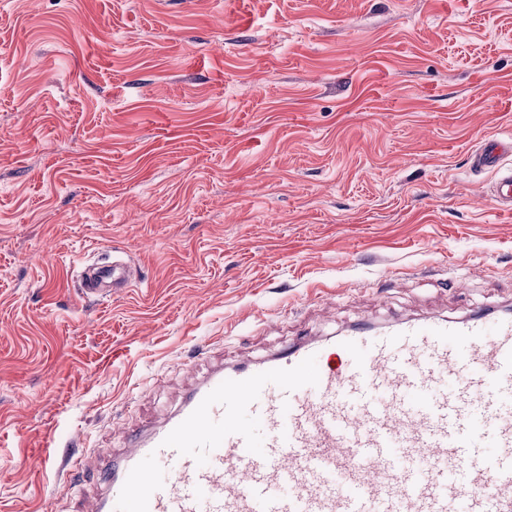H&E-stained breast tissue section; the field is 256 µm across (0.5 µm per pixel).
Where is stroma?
I'll use <instances>...</instances> for the list:
<instances>
[{"label":"stroma","instance_id":"stroma-1","mask_svg":"<svg viewBox=\"0 0 512 512\" xmlns=\"http://www.w3.org/2000/svg\"><path fill=\"white\" fill-rule=\"evenodd\" d=\"M509 137L512 0H0V512H70L98 477L41 448H119L210 369L512 310L470 168ZM131 277L130 266L122 260L86 263L80 270L79 291L84 299L106 300L129 288Z\"/></svg>","mask_w":512,"mask_h":512}]
</instances>
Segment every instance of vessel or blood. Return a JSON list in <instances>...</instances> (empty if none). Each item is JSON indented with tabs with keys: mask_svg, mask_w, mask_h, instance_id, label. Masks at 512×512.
<instances>
[{
	"mask_svg": "<svg viewBox=\"0 0 512 512\" xmlns=\"http://www.w3.org/2000/svg\"><path fill=\"white\" fill-rule=\"evenodd\" d=\"M512 141H489L474 170ZM121 260L84 264L82 298L129 287ZM113 488L73 512H512V316L359 327L272 362L216 371L164 425L123 434Z\"/></svg>",
	"mask_w": 512,
	"mask_h": 512,
	"instance_id": "vessel-or-blood-1",
	"label": "vessel or blood"
}]
</instances>
